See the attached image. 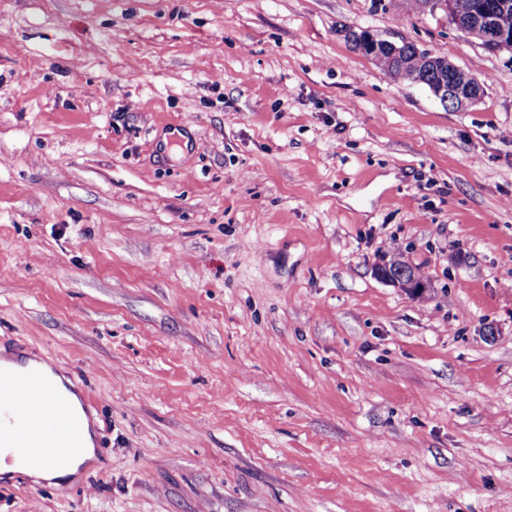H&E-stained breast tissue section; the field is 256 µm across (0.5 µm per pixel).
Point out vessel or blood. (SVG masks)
<instances>
[{
    "label": "vessel or blood",
    "instance_id": "vessel-or-blood-1",
    "mask_svg": "<svg viewBox=\"0 0 512 512\" xmlns=\"http://www.w3.org/2000/svg\"><path fill=\"white\" fill-rule=\"evenodd\" d=\"M86 423L53 375L0 369V462L68 469L85 454Z\"/></svg>",
    "mask_w": 512,
    "mask_h": 512
}]
</instances>
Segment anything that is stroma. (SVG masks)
Instances as JSON below:
<instances>
[{"label": "stroma", "instance_id": "stroma-1", "mask_svg": "<svg viewBox=\"0 0 512 512\" xmlns=\"http://www.w3.org/2000/svg\"><path fill=\"white\" fill-rule=\"evenodd\" d=\"M22 353L89 392L94 456L0 512H512V52L402 0H0ZM365 31V41L363 52L370 59L376 61L382 66L385 73L395 82L417 83L426 78L436 77L435 69H449L451 63L447 58L432 55L426 50H420L413 44H408L404 55L400 60L392 63H382L387 57L393 59L398 57L402 51L401 44L381 38L370 31ZM434 58V63L432 62ZM382 63V64H381ZM458 81L463 82L469 76H475L470 70L461 68L452 72ZM430 91L446 106L464 111L471 105L478 102L484 94V85L478 77H472L467 83L455 84L448 80V83L441 80L440 83L430 87Z\"/></svg>", "mask_w": 512, "mask_h": 512}]
</instances>
